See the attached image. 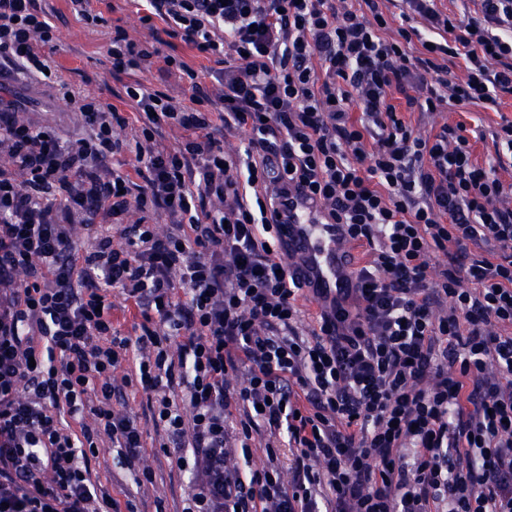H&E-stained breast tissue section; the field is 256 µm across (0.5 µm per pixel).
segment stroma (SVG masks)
<instances>
[{
  "instance_id": "35a3bbf8",
  "label": "stroma",
  "mask_w": 512,
  "mask_h": 512,
  "mask_svg": "<svg viewBox=\"0 0 512 512\" xmlns=\"http://www.w3.org/2000/svg\"><path fill=\"white\" fill-rule=\"evenodd\" d=\"M40 5L53 8L52 22L55 38L41 46L53 72L62 74L70 83L77 98H89L103 106L126 109L123 102L124 87L141 82L148 90L161 91L181 105H189L190 94L186 81L178 70H166L165 55L181 57L197 71H204L209 62L203 56L186 48L181 41L161 46L160 57L154 58L151 69L130 67L122 76L112 74L109 50L116 29H123L136 41L149 42V30L141 20L138 0H89V17L77 15L69 0H38ZM7 90L18 92L24 99L23 117L65 131L75 127L72 102L63 99L58 89L38 83L7 81ZM512 120V100H505L499 111H486L471 107L461 111L414 113L412 124L417 134L428 136L440 126L464 123L468 130H480L484 139L475 140L474 157L485 163L495 157V144L491 133L501 119ZM126 410L137 415L143 430V467L131 468L123 464L116 448L109 440L99 443L98 453L90 461L101 490L119 501L131 505L133 512H181L190 493L189 474L175 463L174 455L166 454L160 443L162 434L150 420L147 396L139 383L126 389Z\"/></svg>"
}]
</instances>
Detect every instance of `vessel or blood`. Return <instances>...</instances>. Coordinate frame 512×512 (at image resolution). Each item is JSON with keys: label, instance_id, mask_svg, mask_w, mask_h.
Instances as JSON below:
<instances>
[{"label": "vessel or blood", "instance_id": "1", "mask_svg": "<svg viewBox=\"0 0 512 512\" xmlns=\"http://www.w3.org/2000/svg\"><path fill=\"white\" fill-rule=\"evenodd\" d=\"M344 240L342 225L324 223L303 200H293L284 249L302 265L314 287L332 293L353 279L357 264Z\"/></svg>", "mask_w": 512, "mask_h": 512}]
</instances>
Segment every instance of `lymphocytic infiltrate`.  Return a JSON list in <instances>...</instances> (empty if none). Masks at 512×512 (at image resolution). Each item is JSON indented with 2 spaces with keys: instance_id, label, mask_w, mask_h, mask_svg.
<instances>
[{
  "instance_id": "f902f5d3",
  "label": "lymphocytic infiltrate",
  "mask_w": 512,
  "mask_h": 512,
  "mask_svg": "<svg viewBox=\"0 0 512 512\" xmlns=\"http://www.w3.org/2000/svg\"><path fill=\"white\" fill-rule=\"evenodd\" d=\"M471 2L145 0L152 37L212 64L205 83L163 58L191 107L129 85L127 113L82 99L71 140L0 96V512H118L89 461L103 436L141 461L112 379L133 350L155 428L192 452L182 512H512V180L463 125L424 138L403 118L512 97V0ZM51 16L0 0V78L44 75ZM129 125L149 144L134 180L111 165ZM218 125L249 133L243 152ZM168 128L188 136L159 145ZM294 193L365 250L308 338L279 247ZM101 215L111 232L79 249L74 218ZM116 292L139 336L114 328ZM233 412L240 438L265 436L245 475L227 466Z\"/></svg>"
}]
</instances>
